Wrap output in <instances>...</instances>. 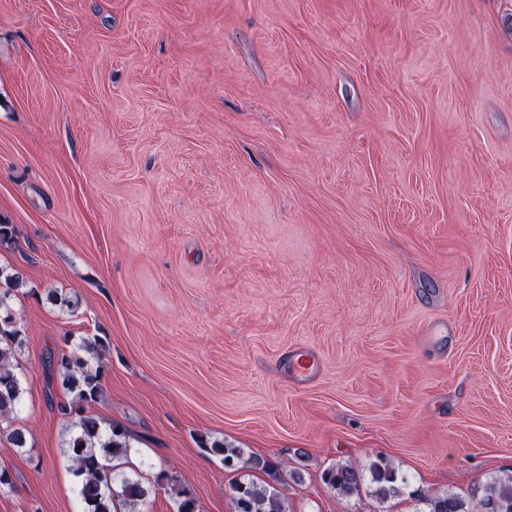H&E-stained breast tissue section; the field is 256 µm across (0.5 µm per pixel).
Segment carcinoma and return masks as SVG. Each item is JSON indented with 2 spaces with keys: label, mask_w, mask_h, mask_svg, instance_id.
Wrapping results in <instances>:
<instances>
[{
  "label": "carcinoma",
  "mask_w": 512,
  "mask_h": 512,
  "mask_svg": "<svg viewBox=\"0 0 512 512\" xmlns=\"http://www.w3.org/2000/svg\"><path fill=\"white\" fill-rule=\"evenodd\" d=\"M25 286L26 280L19 270L0 266V435L6 436L18 450L26 447L27 439L21 429L13 427L23 396L15 361L17 351L25 344L26 334L21 319L9 309L8 300ZM65 344L66 347L50 356V362L63 388L71 394V400L59 406V413L73 429L67 441V455L78 477L77 496L82 512H117L118 503L128 507V512H140L138 506L145 503L149 488L115 467L107 466L108 462L130 453L127 431L119 426L102 428L99 420L88 411L102 396L101 366L94 367L91 361L101 360L105 338L83 336L72 348L69 347L71 341ZM199 444L208 453L222 457L226 465L234 464L241 457L240 451L226 448L219 441L211 442L202 437ZM246 464L262 471L268 480L258 484L243 477L232 483L235 512H288L278 465L262 458H252ZM367 473L377 499L385 501L402 493L396 472L384 459L375 460L366 468L338 463L324 472V482L337 494L354 497L364 486ZM166 484L174 495L176 512H199L190 489L174 484V479L161 471L154 485ZM418 502L422 505L418 512H512V475L491 478L482 487L475 504L457 493L423 494Z\"/></svg>",
  "instance_id": "obj_1"
}]
</instances>
